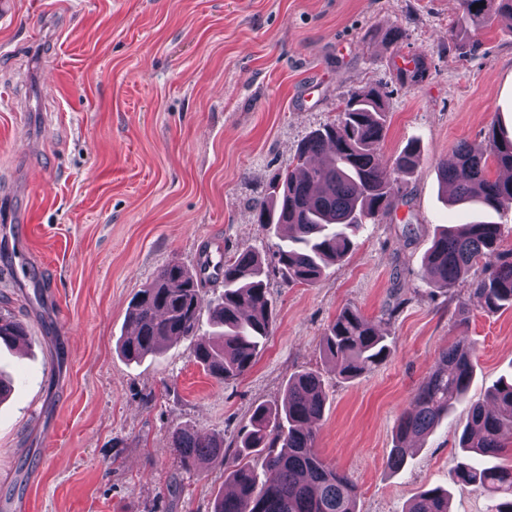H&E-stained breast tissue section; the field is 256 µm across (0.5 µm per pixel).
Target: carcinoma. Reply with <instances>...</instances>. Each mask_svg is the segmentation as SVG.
<instances>
[{"instance_id":"obj_1","label":"carcinoma","mask_w":512,"mask_h":512,"mask_svg":"<svg viewBox=\"0 0 512 512\" xmlns=\"http://www.w3.org/2000/svg\"><path fill=\"white\" fill-rule=\"evenodd\" d=\"M463 10L452 37L466 46L472 27L500 24L512 28V0H462ZM478 8H473V5ZM387 133V107L374 89L352 93L338 121L311 132L288 167L269 186L271 203L256 212V221L290 234L275 244L273 271L288 284H313L353 249L357 233L383 215L412 173L420 147L407 145L389 167L378 157ZM512 170V138L493 129L483 150L459 145L455 162L441 166L451 187L449 201L467 202L498 212L512 208V178L491 174V167ZM503 225L479 220L443 230L426 258L428 283L448 288L481 264L495 269L477 284L489 312L512 307V252L499 251ZM265 259L251 249L224 260V292L206 302L204 267L179 263L161 268L140 289L127 313L128 332L121 353L129 360L160 356L165 346L194 339L193 355L212 377L235 379L250 370L271 334L274 312L268 298ZM212 331L199 334L202 310ZM25 336L24 325L0 314V342L13 345ZM325 356L343 379L355 378L383 363L389 348L375 325L346 308L331 322L321 341ZM473 349L461 338L442 350L436 367L400 419L388 465H405L403 444L429 433L456 405L464 402L474 374ZM496 409L468 408V428L459 445L497 460L486 466L464 462L454 470L460 486H475L496 495L492 512H512V464L499 460L512 453V380L494 389ZM327 402L324 381L315 371L288 380L283 407L254 408L240 437L241 456L228 461L224 442L195 431L176 429L171 444L183 466L219 465L228 472L232 491L218 494L212 512H357V486L345 472L328 465L316 451L318 422ZM255 453L260 466L243 458ZM405 512H448V494L424 490Z\"/></svg>"}]
</instances>
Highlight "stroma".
I'll list each match as a JSON object with an SVG mask.
<instances>
[{
  "instance_id": "35a3bbf8",
  "label": "stroma",
  "mask_w": 512,
  "mask_h": 512,
  "mask_svg": "<svg viewBox=\"0 0 512 512\" xmlns=\"http://www.w3.org/2000/svg\"><path fill=\"white\" fill-rule=\"evenodd\" d=\"M0 16V312L26 327L0 347L13 393L0 402V512H211L219 467L185 469L183 428L238 454L252 410L279 405L290 376L321 373L328 394L316 448L352 476L358 512H403L421 491L451 492L450 512H490L458 488L467 406L512 375V308L486 312L475 274L429 287L436 234L476 212L445 200L440 166L459 144L512 131V29L483 26L459 48L460 0H11ZM404 35L388 40L392 27ZM422 61L424 74L405 70ZM373 87L388 107L380 154L411 142L420 162L344 261L310 285L268 278L272 332L243 376L218 381L191 340L162 358L120 352L129 304L171 262L272 256L256 223L272 177L302 140ZM21 279L9 270L19 255ZM466 315H459V308ZM376 325L388 359L338 378L321 349L343 309ZM474 348L467 401L388 465L395 427L436 358Z\"/></svg>"
}]
</instances>
